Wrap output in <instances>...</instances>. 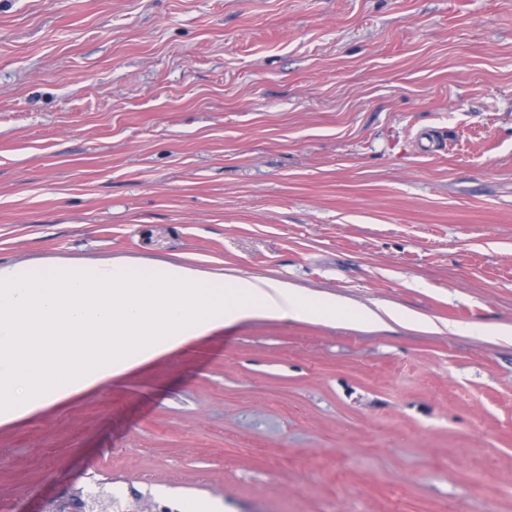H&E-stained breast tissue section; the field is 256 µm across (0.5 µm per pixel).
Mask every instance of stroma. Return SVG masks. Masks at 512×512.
I'll return each instance as SVG.
<instances>
[{
  "label": "stroma",
  "mask_w": 512,
  "mask_h": 512,
  "mask_svg": "<svg viewBox=\"0 0 512 512\" xmlns=\"http://www.w3.org/2000/svg\"><path fill=\"white\" fill-rule=\"evenodd\" d=\"M183 264L260 316L0 424V512H512V0H0V266ZM459 332H448V324ZM112 479L107 480H90L85 483H69L64 485L55 493L44 497L39 504L38 510L36 512H83L81 510L75 509H63L61 506L64 504H69L80 499L81 508L84 511L89 512L93 508L99 510L108 509L111 505L109 498L107 496L101 497L96 502H91L87 497V489L88 487L94 485L99 488H105L109 485H112Z\"/></svg>",
  "instance_id": "obj_1"
}]
</instances>
